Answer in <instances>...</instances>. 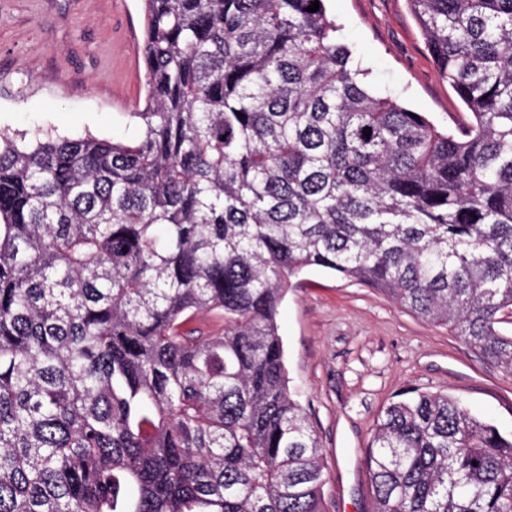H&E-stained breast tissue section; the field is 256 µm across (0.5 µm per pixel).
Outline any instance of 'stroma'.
Instances as JSON below:
<instances>
[{"mask_svg": "<svg viewBox=\"0 0 512 512\" xmlns=\"http://www.w3.org/2000/svg\"><path fill=\"white\" fill-rule=\"evenodd\" d=\"M341 39L381 94L436 126L471 114L442 80L408 0H328ZM141 0H0V131L128 141L144 107ZM290 389L323 451L327 512H375L366 448L408 389L442 392L512 433V375L383 294L313 267L278 314Z\"/></svg>", "mask_w": 512, "mask_h": 512, "instance_id": "35a3bbf8", "label": "stroma"}]
</instances>
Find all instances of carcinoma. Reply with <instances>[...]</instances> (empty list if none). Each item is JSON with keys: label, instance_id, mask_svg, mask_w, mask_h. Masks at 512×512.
<instances>
[{"label": "carcinoma", "instance_id": "obj_1", "mask_svg": "<svg viewBox=\"0 0 512 512\" xmlns=\"http://www.w3.org/2000/svg\"><path fill=\"white\" fill-rule=\"evenodd\" d=\"M141 2L136 138L0 133V512H326L292 277L512 375V0H409L463 135L375 94L325 0ZM366 458L375 512H512V435L447 394H400Z\"/></svg>", "mask_w": 512, "mask_h": 512}]
</instances>
